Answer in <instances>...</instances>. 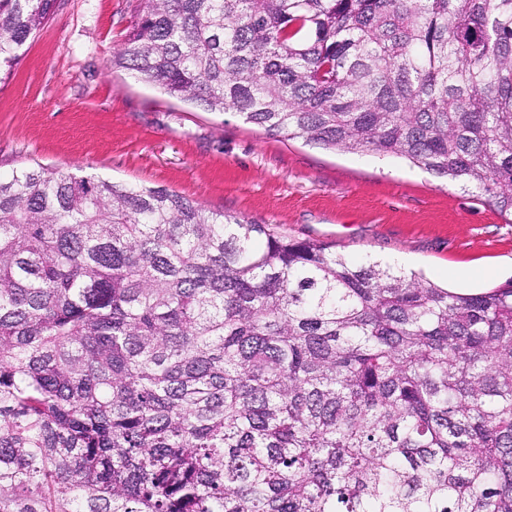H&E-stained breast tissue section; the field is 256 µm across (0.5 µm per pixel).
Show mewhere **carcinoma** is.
I'll list each match as a JSON object with an SVG mask.
<instances>
[{"label": "carcinoma", "mask_w": 512, "mask_h": 512, "mask_svg": "<svg viewBox=\"0 0 512 512\" xmlns=\"http://www.w3.org/2000/svg\"><path fill=\"white\" fill-rule=\"evenodd\" d=\"M57 2L0 0V68ZM112 66L512 213V0H139ZM0 512H512V281L452 292L163 187L19 168Z\"/></svg>", "instance_id": "obj_1"}]
</instances>
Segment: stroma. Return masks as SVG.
Listing matches in <instances>:
<instances>
[{
  "label": "stroma",
  "instance_id": "obj_1",
  "mask_svg": "<svg viewBox=\"0 0 512 512\" xmlns=\"http://www.w3.org/2000/svg\"><path fill=\"white\" fill-rule=\"evenodd\" d=\"M139 0H61L0 75V174L38 162L162 186L203 207L330 244L407 259L450 290L512 279V217L405 160L313 148L233 113L171 98L112 65ZM476 271L449 279V271Z\"/></svg>",
  "mask_w": 512,
  "mask_h": 512
}]
</instances>
